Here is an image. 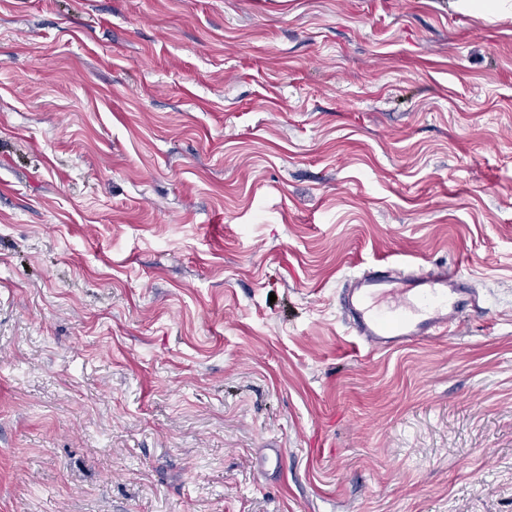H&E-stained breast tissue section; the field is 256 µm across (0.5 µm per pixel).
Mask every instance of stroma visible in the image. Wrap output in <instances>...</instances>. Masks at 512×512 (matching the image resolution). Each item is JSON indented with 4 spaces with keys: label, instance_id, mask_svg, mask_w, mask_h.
<instances>
[{
    "label": "stroma",
    "instance_id": "stroma-1",
    "mask_svg": "<svg viewBox=\"0 0 512 512\" xmlns=\"http://www.w3.org/2000/svg\"><path fill=\"white\" fill-rule=\"evenodd\" d=\"M0 0V512H512V18ZM457 265L367 354L337 303ZM338 305L351 335L376 352L446 336L480 308L472 278L443 265L364 268L346 281Z\"/></svg>",
    "mask_w": 512,
    "mask_h": 512
}]
</instances>
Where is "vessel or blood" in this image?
<instances>
[{"label": "vessel or blood", "mask_w": 512, "mask_h": 512, "mask_svg": "<svg viewBox=\"0 0 512 512\" xmlns=\"http://www.w3.org/2000/svg\"><path fill=\"white\" fill-rule=\"evenodd\" d=\"M338 305L357 342L384 352L451 333L478 309L479 296L471 277L455 268L380 264L350 277Z\"/></svg>", "instance_id": "b4317fda"}]
</instances>
